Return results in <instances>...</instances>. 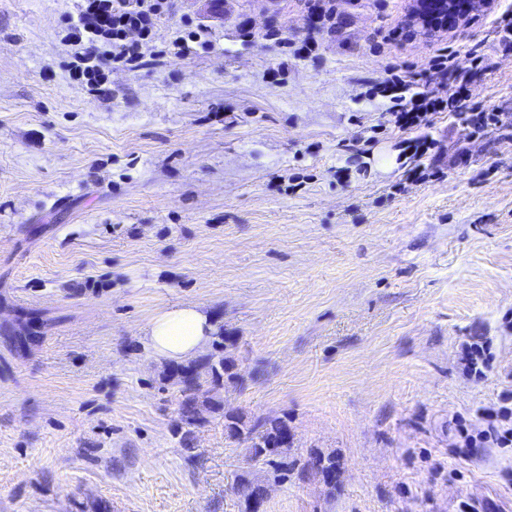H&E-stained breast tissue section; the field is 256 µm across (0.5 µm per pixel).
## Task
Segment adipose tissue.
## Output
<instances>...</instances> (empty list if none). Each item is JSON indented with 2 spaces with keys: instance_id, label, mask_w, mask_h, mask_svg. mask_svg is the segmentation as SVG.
<instances>
[{
  "instance_id": "1",
  "label": "adipose tissue",
  "mask_w": 512,
  "mask_h": 512,
  "mask_svg": "<svg viewBox=\"0 0 512 512\" xmlns=\"http://www.w3.org/2000/svg\"><path fill=\"white\" fill-rule=\"evenodd\" d=\"M212 325L199 306L186 304L154 316L146 330L155 357L182 362L203 353L211 339Z\"/></svg>"
}]
</instances>
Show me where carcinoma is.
I'll return each mask as SVG.
<instances>
[{
	"label": "carcinoma",
	"mask_w": 512,
	"mask_h": 512,
	"mask_svg": "<svg viewBox=\"0 0 512 512\" xmlns=\"http://www.w3.org/2000/svg\"><path fill=\"white\" fill-rule=\"evenodd\" d=\"M241 36L247 41L257 37L274 41L282 46L283 52H288V38L274 19L262 32L256 34L245 30ZM214 343L215 352L189 366L183 379L177 382L181 397L180 417L187 426L195 425L198 420L202 376L209 377L215 386L223 381L244 386L233 356L238 337L222 334L215 337ZM288 429V417L284 415L249 417L238 411L224 412V434L227 439L242 446L243 457L250 467H258L265 472L263 480L251 477L249 471L237 477L234 490L242 501L243 512H258L260 505L265 502L269 483H281L292 476L300 482L316 476L329 488L328 495L335 493L336 454L313 450L304 458L290 456V443L281 439L282 433Z\"/></svg>",
	"instance_id": "carcinoma-1"
}]
</instances>
